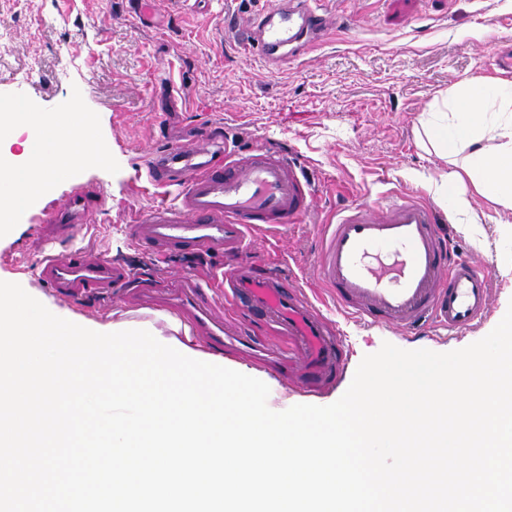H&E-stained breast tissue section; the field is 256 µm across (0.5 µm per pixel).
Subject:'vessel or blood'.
<instances>
[{
	"mask_svg": "<svg viewBox=\"0 0 512 512\" xmlns=\"http://www.w3.org/2000/svg\"><path fill=\"white\" fill-rule=\"evenodd\" d=\"M336 28V14L316 0H263L258 17L244 21V51L261 49L267 65L298 56ZM151 183L178 185L174 202L149 208L133 226L136 244L158 254L241 251L260 225L299 224L312 195L289 158L255 148L237 153L229 142L173 146L154 153ZM95 194L75 188L47 213L48 239L75 235L91 220ZM316 274L346 313L373 324L404 328L429 319L463 333L488 314L489 271L467 260L449 261L430 206L386 195L373 208L351 206L321 227ZM38 277L59 296L82 299L127 290L137 310L173 315L208 350L272 364L311 392L343 376L347 351L330 319L274 266L245 261L224 277L182 275L158 286L130 284L128 271L88 252L39 261ZM264 320L278 344L244 336L224 318L225 306Z\"/></svg>",
	"mask_w": 512,
	"mask_h": 512,
	"instance_id": "vessel-or-blood-1",
	"label": "vessel or blood"
}]
</instances>
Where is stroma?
<instances>
[{"mask_svg": "<svg viewBox=\"0 0 512 512\" xmlns=\"http://www.w3.org/2000/svg\"><path fill=\"white\" fill-rule=\"evenodd\" d=\"M258 8L257 0H0V106L52 112L69 99L93 118L109 156L104 164L88 162L79 182H60L53 195L30 202L25 224L0 238V281L24 283L52 305L105 325L115 311L128 310L118 297L67 300L38 280L39 220L79 184L100 191L103 204L81 237L56 244L58 253L82 247L134 278L160 283L271 260L311 295L322 292L315 275L320 224L387 192L421 195L435 207L451 255L490 271L489 313L465 334L451 335L429 321L403 330L330 309L348 365L337 384L318 392L239 359L271 382L274 402L324 406L346 392L362 358L383 343L461 349L490 333L512 305L506 213L478 199L477 223H456L431 187L449 167L418 139L420 117L467 78L512 79V69L500 64L512 57V0H341L340 32L271 68L226 32L231 13ZM214 127L240 152L259 145L293 157L314 190L306 222L253 232L251 246L237 253L157 255L137 246L135 221L178 193L147 181L151 155Z\"/></svg>", "mask_w": 512, "mask_h": 512, "instance_id": "obj_1", "label": "stroma"}]
</instances>
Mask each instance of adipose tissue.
Returning <instances> with one entry per match:
<instances>
[{
	"label": "adipose tissue",
	"instance_id": "ef3b65f1",
	"mask_svg": "<svg viewBox=\"0 0 512 512\" xmlns=\"http://www.w3.org/2000/svg\"><path fill=\"white\" fill-rule=\"evenodd\" d=\"M444 106L441 120L422 124L430 149L456 167V190H449L444 182L436 187L440 202L462 224L477 219L469 199L473 193L512 212V80L475 75L449 93ZM54 126L66 127V135L37 141L38 131ZM22 132L27 135L25 162L0 171L2 236L13 234L25 222L27 201L47 193L46 174L35 170L34 162L51 156L66 179L75 181L87 160H108L106 150L96 140L92 119L76 110L65 114L0 113L1 140Z\"/></svg>",
	"mask_w": 512,
	"mask_h": 512
}]
</instances>
